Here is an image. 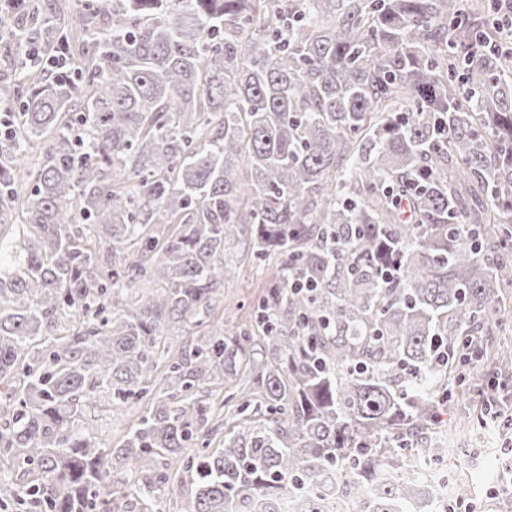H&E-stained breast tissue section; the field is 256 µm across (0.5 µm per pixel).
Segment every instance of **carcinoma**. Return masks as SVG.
<instances>
[{"instance_id": "obj_1", "label": "carcinoma", "mask_w": 512, "mask_h": 512, "mask_svg": "<svg viewBox=\"0 0 512 512\" xmlns=\"http://www.w3.org/2000/svg\"><path fill=\"white\" fill-rule=\"evenodd\" d=\"M0 122V504L155 512H448L434 459L512 288V53L495 0H19ZM43 156L23 161L29 145ZM126 173L122 180L112 171ZM242 248L277 261L264 344L234 327L164 361ZM72 333L53 340L58 320ZM253 391L233 389L240 372ZM229 390L222 450L210 389ZM149 398L118 448L78 426L100 395ZM171 402H166V399ZM342 475L309 496L315 474ZM140 472L130 486L129 471ZM181 468L183 470L180 479L182 482L174 485L171 493L166 495L159 505L163 512H180L184 503L195 494L196 485L193 472L186 468L185 463Z\"/></svg>"}]
</instances>
